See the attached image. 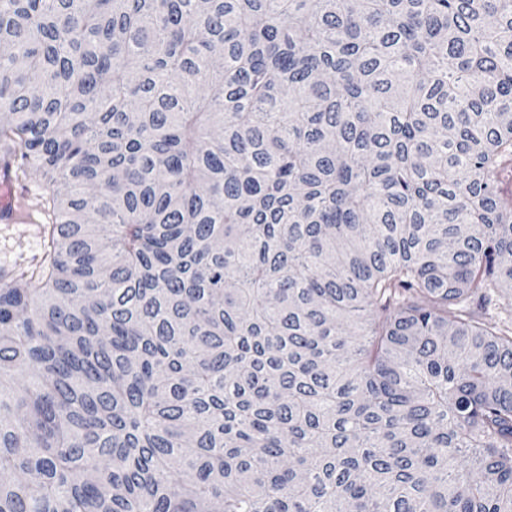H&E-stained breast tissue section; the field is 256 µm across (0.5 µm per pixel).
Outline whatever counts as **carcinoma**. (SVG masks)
<instances>
[{"label":"carcinoma","instance_id":"obj_1","mask_svg":"<svg viewBox=\"0 0 512 512\" xmlns=\"http://www.w3.org/2000/svg\"><path fill=\"white\" fill-rule=\"evenodd\" d=\"M0 512H512V0H0ZM13 185L17 199H24L28 203L33 224H11L27 222L31 216L18 208L12 183L0 178V269H10L19 274L33 270L42 261L45 224L40 210V196L45 191L40 174L33 171L26 180L15 181Z\"/></svg>","mask_w":512,"mask_h":512}]
</instances>
